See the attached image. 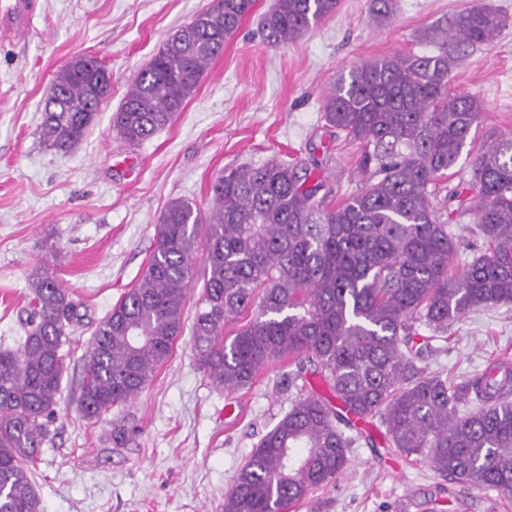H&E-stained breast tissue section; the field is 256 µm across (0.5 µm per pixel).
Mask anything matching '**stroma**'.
I'll use <instances>...</instances> for the list:
<instances>
[{"instance_id": "stroma-1", "label": "stroma", "mask_w": 512, "mask_h": 512, "mask_svg": "<svg viewBox=\"0 0 512 512\" xmlns=\"http://www.w3.org/2000/svg\"><path fill=\"white\" fill-rule=\"evenodd\" d=\"M273 0H256L194 96L167 128L132 146L111 131L125 88L163 42L211 0H41L27 42L0 43V349L17 348L31 310L28 278L42 267L79 315L64 354L58 414L36 463L44 512H222L237 470L288 409L292 368L273 363L251 388L227 396L198 369L190 334L138 399L97 420L80 412L83 364L97 324L140 278L166 203L207 210L224 170L273 159L318 163L334 203L362 184L359 147L326 128L322 101L352 66L428 54V30L468 8L512 18V0H397L377 22L370 0H340L335 16L298 40L268 46L259 31ZM98 57L112 98L75 152L38 133L43 100L71 57ZM449 86L485 103L476 139L512 134V25L488 45L461 47ZM512 359V304L480 309L448 328L432 370L452 377ZM129 432L125 446L112 429ZM512 512V500L475 488L442 490L423 459L365 443L336 483L287 512Z\"/></svg>"}]
</instances>
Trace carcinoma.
I'll return each instance as SVG.
<instances>
[{
  "instance_id": "1",
  "label": "carcinoma",
  "mask_w": 512,
  "mask_h": 512,
  "mask_svg": "<svg viewBox=\"0 0 512 512\" xmlns=\"http://www.w3.org/2000/svg\"><path fill=\"white\" fill-rule=\"evenodd\" d=\"M255 0H218L181 26L125 90L112 131L130 144L168 126L224 51ZM339 0H276L262 21L271 46L299 39L336 14ZM508 18L470 8L431 34L430 55L376 58L340 76L323 101L327 126L357 143L363 186L333 204L318 164L271 160L224 170L203 213L170 200L141 279L99 322L80 392L98 419L137 399L182 336L199 227L206 272L192 328L198 368L228 395L278 360L311 373L331 396L298 394L257 443L224 496L222 512H282L336 482L360 424L378 420L388 447L423 458L450 484L512 499V361L488 362L458 380L427 359L448 325L512 304V135H492L472 166L479 195L442 197L471 132L480 97L453 92V52L491 43ZM111 83L87 58L55 74L42 110L45 144L78 149ZM472 218L471 260L454 272L461 242L448 201ZM33 308L20 347L0 351V512H43L32 467L54 422L62 347L76 309L36 267ZM249 320L232 336L224 327Z\"/></svg>"
}]
</instances>
